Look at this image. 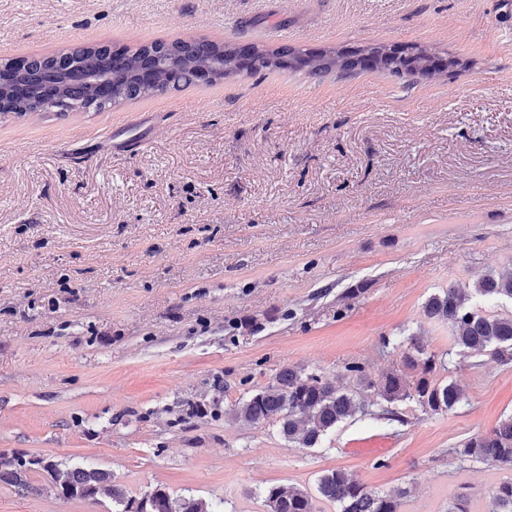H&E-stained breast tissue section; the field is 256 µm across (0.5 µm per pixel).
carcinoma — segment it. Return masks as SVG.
Listing matches in <instances>:
<instances>
[{
	"instance_id": "cac0c4a2",
	"label": "carcinoma",
	"mask_w": 512,
	"mask_h": 512,
	"mask_svg": "<svg viewBox=\"0 0 512 512\" xmlns=\"http://www.w3.org/2000/svg\"><path fill=\"white\" fill-rule=\"evenodd\" d=\"M410 44L364 45L339 50L304 49L290 45L275 48L250 45L249 61H244L242 45L214 42L188 36L167 43L154 41L135 49L127 47L109 53L103 46H84L71 51V62L60 68L34 59L23 73L3 65L7 79L0 85V98L17 116L54 112H103L126 101L162 94L171 88L187 87L196 75L208 71L214 84L242 71L292 70L320 79L334 72L348 77L371 61V70L393 75L412 74L438 78L454 66L447 59ZM106 72L112 78V97L103 100L91 76ZM477 292L488 298L512 300V271L488 275L479 282ZM430 316L448 321L454 329V344L473 355L486 353L512 361V316L486 314L469 305V295L450 287L441 296L431 298L426 307ZM407 366L383 374L378 383L368 380L364 367H345L359 384L376 387L378 396L392 404L416 400L426 411L447 412L462 403L453 384L441 385L432 375L445 361L427 354L414 336L406 338ZM365 401L357 392L346 391L315 373L293 367L283 368L264 388L239 403L237 419L248 424L273 422L290 443L312 448L336 426L365 412ZM458 454L501 468L512 469V417L492 430L477 434L462 444ZM27 460L0 454V480L27 488L23 479ZM56 488L68 497L110 498L121 506L119 512H221L220 504L193 496H173L166 487L157 486L139 499L128 498L106 472L59 463L48 470ZM317 493L336 503L339 512H400L401 494L383 495L368 488L348 473L333 470L318 479ZM267 512H316L311 494L296 487L280 485L264 489ZM489 512H512V482L501 484L492 498Z\"/></svg>"
}]
</instances>
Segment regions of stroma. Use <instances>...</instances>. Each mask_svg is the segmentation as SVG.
Here are the masks:
<instances>
[{"label":"stroma","mask_w":512,"mask_h":512,"mask_svg":"<svg viewBox=\"0 0 512 512\" xmlns=\"http://www.w3.org/2000/svg\"><path fill=\"white\" fill-rule=\"evenodd\" d=\"M334 49L414 44L447 76L240 73L104 112L0 114V453L29 493L0 512H114L64 497L49 458L266 512L272 485L341 469L400 512H487L512 471L456 455L512 416V362L459 354L428 300L512 270V40L493 0H0V62L186 36ZM357 296H349V289ZM463 394L372 397L312 448L232 410L284 366L345 386L405 367ZM407 366L414 371L410 376L402 370H394L383 374L378 383L368 380L364 367L360 364H350L345 367L360 385L376 387L378 396L392 404L406 399H414L425 411L434 413L447 412L456 408L463 401L461 393L453 384L441 385L434 383L432 375L437 368L445 366V361L437 355L424 351L416 337L406 338ZM27 463L30 465V462L22 457H7L0 454V480L10 481L24 489L28 488L22 476Z\"/></svg>","instance_id":"stroma-1"}]
</instances>
